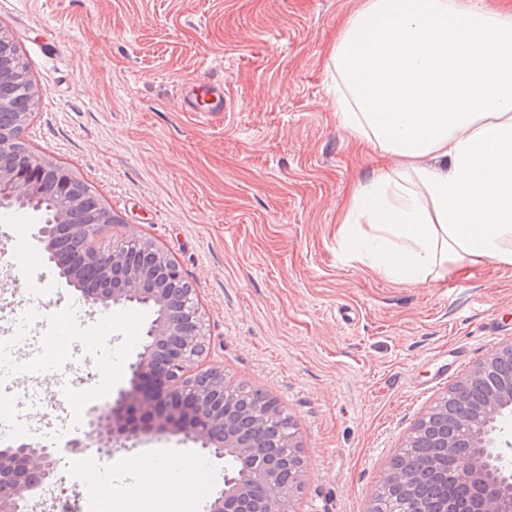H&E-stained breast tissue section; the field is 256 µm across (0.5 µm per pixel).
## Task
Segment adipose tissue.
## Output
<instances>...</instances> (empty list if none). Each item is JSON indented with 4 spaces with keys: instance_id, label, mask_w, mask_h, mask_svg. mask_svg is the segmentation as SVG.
<instances>
[{
    "instance_id": "obj_1",
    "label": "adipose tissue",
    "mask_w": 512,
    "mask_h": 512,
    "mask_svg": "<svg viewBox=\"0 0 512 512\" xmlns=\"http://www.w3.org/2000/svg\"><path fill=\"white\" fill-rule=\"evenodd\" d=\"M333 57L338 120L380 161L336 226L346 262L421 288L467 264L512 266V8L364 0ZM185 467L140 458L124 491L177 501Z\"/></svg>"
}]
</instances>
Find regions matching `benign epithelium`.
I'll return each mask as SVG.
<instances>
[{
	"label": "benign epithelium",
	"mask_w": 512,
	"mask_h": 512,
	"mask_svg": "<svg viewBox=\"0 0 512 512\" xmlns=\"http://www.w3.org/2000/svg\"><path fill=\"white\" fill-rule=\"evenodd\" d=\"M51 165L32 152L16 154L13 138L1 136L0 208L18 212L16 203L29 197L18 170ZM78 205V198L61 191L54 219L34 225L49 260L60 265L59 243L73 247L76 263L91 272L70 275V283L92 307L138 300L159 311L141 333L130 387L112 409L108 434L93 429L87 440L124 447L147 433L191 434L216 456L244 462L241 472L224 477V489L211 501L209 512H253L256 500L264 504V512H293L304 462L291 417L274 401L263 412L266 422L289 424L288 458H297V472L284 478L279 464L259 459L253 449L247 433L255 426L250 391L226 379L221 370L196 366L205 350V323L196 290L185 282L180 266L153 241L136 235L108 249L95 247L93 238L79 237V225L69 223ZM505 362L512 366V342L490 353L434 401L414 423L378 490L412 501L413 512H512V460L500 451L512 445L502 439V421L512 413V373L491 381ZM429 443L446 449V464L432 457L416 465L406 461L409 449ZM432 480L466 495L451 501L421 494ZM57 483L52 450L36 442L0 448V512H19L34 491Z\"/></svg>",
	"instance_id": "1"
}]
</instances>
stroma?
<instances>
[{
    "instance_id": "obj_1",
    "label": "stroma",
    "mask_w": 512,
    "mask_h": 512,
    "mask_svg": "<svg viewBox=\"0 0 512 512\" xmlns=\"http://www.w3.org/2000/svg\"><path fill=\"white\" fill-rule=\"evenodd\" d=\"M358 0H0V28L29 65L37 102L22 137L67 166L114 221L97 247L138 234L180 266L202 305L199 367L275 400L297 424L305 476L295 512H369L383 470L411 426L479 360L512 341V268L476 265L432 288L350 267L334 236L336 206L369 180L336 116L330 54ZM57 51H39L41 38ZM224 86L220 112H187L182 87ZM0 223V332L26 316L16 360L20 432L97 420L58 386L95 362L128 388L139 352L127 324L152 316L114 306L102 330L91 307L73 316L75 360L34 377L24 362L76 288L48 264L13 268ZM100 334L95 350L85 336ZM117 488L127 457H205L213 483L191 490L206 512L224 462L182 436L135 447L94 445Z\"/></svg>"
}]
</instances>
